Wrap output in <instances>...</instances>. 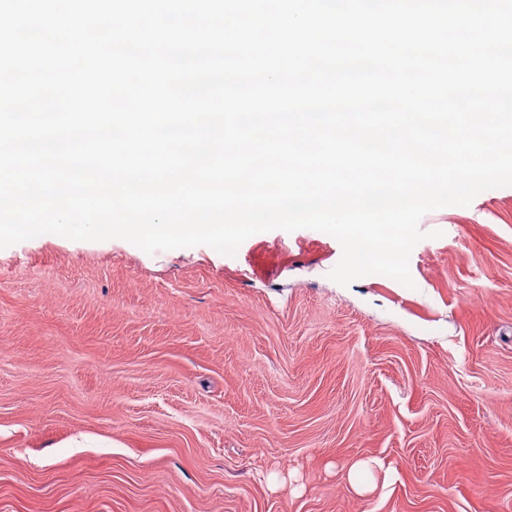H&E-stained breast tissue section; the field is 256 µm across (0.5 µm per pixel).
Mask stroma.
Segmentation results:
<instances>
[{"mask_svg": "<svg viewBox=\"0 0 512 512\" xmlns=\"http://www.w3.org/2000/svg\"><path fill=\"white\" fill-rule=\"evenodd\" d=\"M420 228L411 288L307 228L0 249V512H512V186Z\"/></svg>", "mask_w": 512, "mask_h": 512, "instance_id": "stroma-1", "label": "stroma"}]
</instances>
